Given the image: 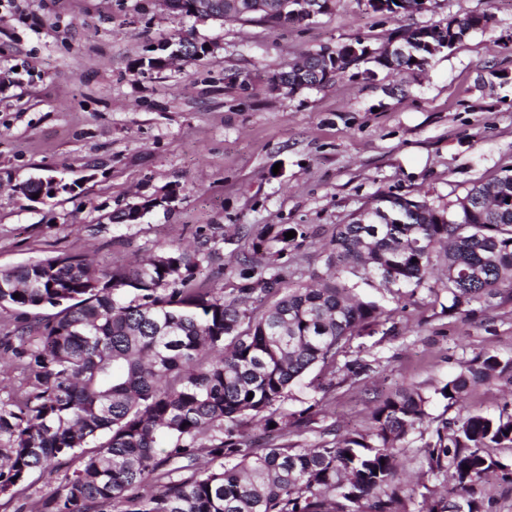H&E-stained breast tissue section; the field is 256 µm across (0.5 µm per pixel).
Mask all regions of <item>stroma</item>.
<instances>
[{"label":"stroma","instance_id":"1","mask_svg":"<svg viewBox=\"0 0 512 512\" xmlns=\"http://www.w3.org/2000/svg\"><path fill=\"white\" fill-rule=\"evenodd\" d=\"M487 12L492 22L421 70L366 63L325 85L288 95L272 78L285 61L363 41L378 50L403 30ZM512 0H431L392 18L363 0H337L313 20L274 31L258 22H198L163 0H0V269L86 254L127 267L202 235L218 244L209 286L234 288L236 257L265 225L307 228L289 246L293 280L323 274L337 225L386 197L455 201L477 181L512 171ZM189 38L204 53L145 71L152 47ZM247 71L248 91L227 78ZM52 175L74 193L31 204L14 187ZM179 185L171 207L142 223L113 212ZM365 296L395 312L396 335L374 346L367 386L345 385L315 406L309 381L284 407L312 416L296 441L322 428L365 431L374 395L446 381L461 361L490 350L512 355V300L474 304L464 318L445 297L419 289L398 307L382 289ZM75 461L35 472L6 512H38Z\"/></svg>","mask_w":512,"mask_h":512}]
</instances>
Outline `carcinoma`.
<instances>
[{
    "instance_id": "cac0c4a2",
    "label": "carcinoma",
    "mask_w": 512,
    "mask_h": 512,
    "mask_svg": "<svg viewBox=\"0 0 512 512\" xmlns=\"http://www.w3.org/2000/svg\"><path fill=\"white\" fill-rule=\"evenodd\" d=\"M214 2L226 18L272 29L320 8L317 0H269L263 13L241 16L237 0ZM367 6L397 17L415 12L416 0ZM489 18L458 19L455 41ZM420 32L400 35L384 67L427 64L438 41ZM319 56L304 55L303 69L287 63L276 77L313 88ZM490 188L475 184L447 205L378 200L336 225L326 272L313 285L294 283L281 262L285 233L304 236L286 224L257 232L239 262V287L227 292L199 283L212 251L175 244L110 271L80 255L0 270V308L54 309L36 320L39 343L24 327L4 335L17 341L12 353L28 390L0 401V497L11 502L34 472L69 457L79 468L39 512H406L397 458L416 432L422 512H487L479 484L491 474L512 484V457L495 452L512 449V411L491 415L464 400L481 384L512 393V356L479 353L431 396L417 386L377 395L372 430L326 428L311 448L289 443L294 414L283 404L315 369L317 404L375 371L353 345L383 314L360 297L363 284L399 299L403 288L443 292L452 314L512 297V202L489 201ZM434 397L457 414L432 417ZM255 420L281 443L245 445L242 427Z\"/></svg>"
}]
</instances>
